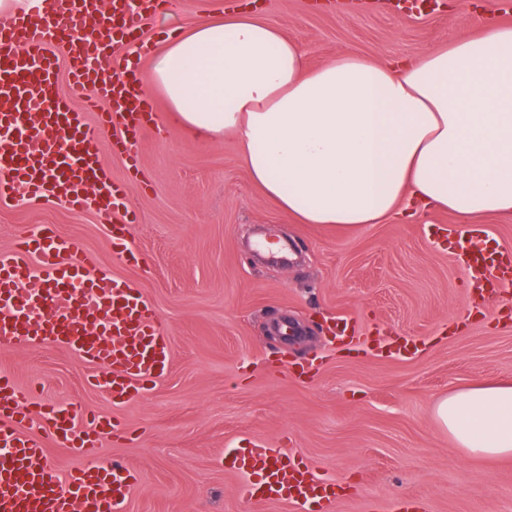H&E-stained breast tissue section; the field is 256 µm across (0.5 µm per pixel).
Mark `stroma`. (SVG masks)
Here are the masks:
<instances>
[{
  "mask_svg": "<svg viewBox=\"0 0 512 512\" xmlns=\"http://www.w3.org/2000/svg\"><path fill=\"white\" fill-rule=\"evenodd\" d=\"M263 17L310 65L355 53L377 60L440 49L476 34L474 0L421 12L386 0L344 10L319 0H258ZM229 0H169L142 39L189 29ZM100 136L130 209L134 261L117 257L110 217L60 204L0 203V254L22 232L56 225L139 290L167 328L171 357L143 399L121 407L87 383L88 365L45 344L0 348V369L37 399L116 414L132 436L95 454L136 472L125 512H291L245 494L224 456L254 443L300 452L336 483L329 512H383L412 498L422 512H512V457L470 459L434 420L449 384L512 381V287L475 302L448 249L460 220L432 211L358 230L293 223L251 180L232 138L199 140L165 124L138 138L139 174ZM353 341L337 344L338 319ZM300 330L271 340L274 323ZM396 338L416 351L377 356Z\"/></svg>",
  "mask_w": 512,
  "mask_h": 512,
  "instance_id": "obj_1",
  "label": "stroma"
}]
</instances>
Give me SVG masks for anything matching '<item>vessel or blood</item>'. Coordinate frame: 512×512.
<instances>
[{
    "label": "vessel or blood",
    "mask_w": 512,
    "mask_h": 512,
    "mask_svg": "<svg viewBox=\"0 0 512 512\" xmlns=\"http://www.w3.org/2000/svg\"><path fill=\"white\" fill-rule=\"evenodd\" d=\"M166 2L24 0L19 10L0 12V44L12 48L0 57V128L29 122L24 135L0 150V203L24 198L107 212L112 245L133 257L130 205L102 160L97 130L114 126L112 151L134 170V142L157 115L142 83L87 60L110 56L116 43L139 40L141 20L161 13ZM63 73L71 86L107 102L108 111L89 121L60 90ZM454 259L480 293L503 273L499 255L478 229L461 230ZM21 343L73 353L91 365L90 385L118 403L143 397L169 362L168 337L148 299L50 225L22 236L10 255L0 257V346ZM32 399V391L0 370V512H121L136 484L134 470L93 458L92 450L102 436L123 437L124 424L71 403L36 405ZM51 444L75 458L69 471L50 461ZM228 467L246 476L249 494L260 501L308 512L336 496L334 482L317 478L279 448L233 449Z\"/></svg>",
    "instance_id": "obj_1"
}]
</instances>
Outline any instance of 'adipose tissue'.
Masks as SVG:
<instances>
[{
  "label": "adipose tissue",
  "mask_w": 512,
  "mask_h": 512,
  "mask_svg": "<svg viewBox=\"0 0 512 512\" xmlns=\"http://www.w3.org/2000/svg\"><path fill=\"white\" fill-rule=\"evenodd\" d=\"M190 136H233L298 224L359 229L422 210L512 215V27L402 61L310 66L257 6L169 32L142 74ZM435 419L464 456H512V382L449 386Z\"/></svg>",
  "instance_id": "ef3b65f1"
}]
</instances>
